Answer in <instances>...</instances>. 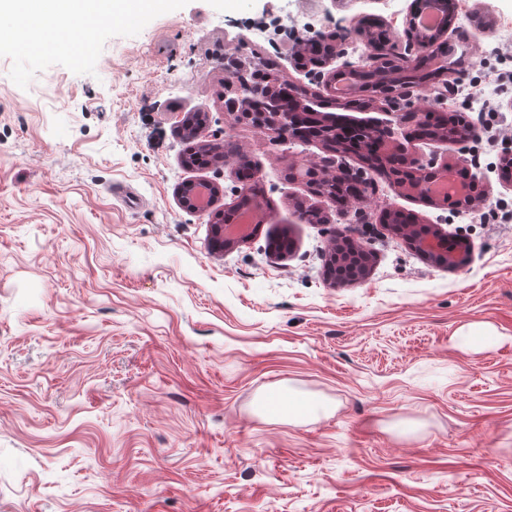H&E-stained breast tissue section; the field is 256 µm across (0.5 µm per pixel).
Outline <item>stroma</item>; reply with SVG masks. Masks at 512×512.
Segmentation results:
<instances>
[{"label":"stroma","mask_w":512,"mask_h":512,"mask_svg":"<svg viewBox=\"0 0 512 512\" xmlns=\"http://www.w3.org/2000/svg\"><path fill=\"white\" fill-rule=\"evenodd\" d=\"M415 7L145 0L49 48L0 45V512H512V223L484 219L512 207L501 142L415 145L477 180L475 208L380 179L340 211L288 178L329 156L321 141L224 109L225 56L305 84L297 37L347 30L357 64L362 18L400 41ZM448 34L473 63L444 111L473 122L493 102L512 128L495 79L512 71V0H455ZM193 112L242 145L266 190L265 221L229 252L178 195L209 181L221 210L241 190L235 160L183 166ZM383 207L462 240L467 263L423 258L380 224ZM343 227L373 259L338 286L324 265ZM282 232L285 255L270 240ZM275 394L310 409L262 416Z\"/></svg>","instance_id":"35a3bbf8"}]
</instances>
